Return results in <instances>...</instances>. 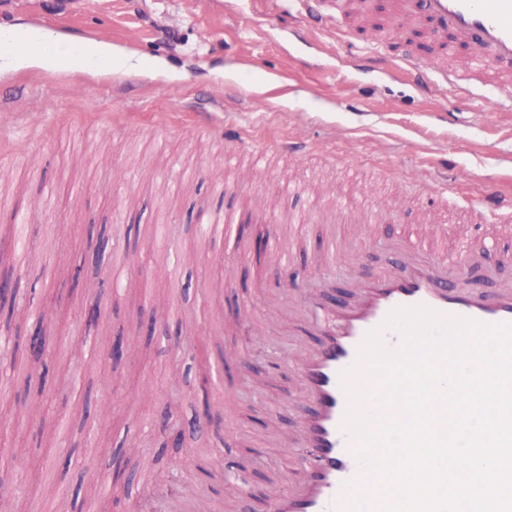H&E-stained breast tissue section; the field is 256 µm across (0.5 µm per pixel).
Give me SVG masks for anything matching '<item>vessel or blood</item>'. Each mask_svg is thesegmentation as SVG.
Here are the masks:
<instances>
[{"label": "vessel or blood", "mask_w": 512, "mask_h": 512, "mask_svg": "<svg viewBox=\"0 0 512 512\" xmlns=\"http://www.w3.org/2000/svg\"><path fill=\"white\" fill-rule=\"evenodd\" d=\"M337 15L365 19L377 9V0H333ZM402 26L422 28L440 58H447L452 45L466 46L468 68L474 79L489 76L502 92L512 91V0H392L385 28L376 30L372 46H382ZM414 75H434L435 87L455 82L446 66L431 67L417 56H408ZM485 217L481 235L465 238L448 248L447 227L420 237L385 243L392 264L369 279L358 276L355 265H340L346 245L330 241L325 259L312 287L293 294L287 311L248 304L233 315V322L254 321L257 328L277 332L285 320L297 323V335L314 336L300 346L293 363L308 405L299 431L286 436L269 430L260 445L279 446L292 453L293 479L283 493L272 494L268 512H348L341 496L344 482L357 478L360 465L355 446L344 428L348 398L341 375L354 370L364 376L366 365L358 348L364 335L383 322L396 307L427 305L438 312L489 325L512 324V280L489 293L470 285L468 270L484 253L500 245L496 218L512 217V199L490 193L477 203ZM210 240L231 238L235 226L221 213L204 218ZM349 279L357 295L355 306L336 309L326 305L322 294L336 276ZM214 482L232 504V512H250L248 484L252 468L243 460L221 456L209 459ZM211 491L189 486L165 499L166 512H215Z\"/></svg>", "instance_id": "vessel-or-blood-1"}]
</instances>
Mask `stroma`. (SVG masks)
<instances>
[{
    "mask_svg": "<svg viewBox=\"0 0 512 512\" xmlns=\"http://www.w3.org/2000/svg\"><path fill=\"white\" fill-rule=\"evenodd\" d=\"M342 25L344 37L297 0H0V33L24 38L15 53H35L46 31L74 58L102 43L129 56L110 73L95 64L0 74V226L17 211L25 218L27 278L52 318L49 375L30 399L55 408L42 432L39 415L0 390V443L19 458L8 512H105V464L121 445L137 448L129 503L148 489L205 483L198 458L221 451L256 458L251 494L262 512L290 464L277 449L228 438L271 423L292 431L305 405L294 366L252 325L216 328L254 297L308 285L327 237L349 231L343 212L390 239L477 224L467 200L512 197V96L471 86L457 56L448 60L456 84L427 92L400 63L422 39L373 49L352 19ZM296 142L305 156L288 151ZM256 145L269 150L260 164ZM179 166L195 180L173 185ZM288 178L305 193L280 194ZM429 184L447 188L446 209L424 206ZM207 210L239 221L240 247L202 244ZM248 216L288 226L286 240H265L282 262L257 260ZM149 224L175 227L177 248L161 240L144 254ZM101 237L112 248L95 262ZM85 285L105 304L95 333L82 322ZM118 334L139 338L122 360L75 362L88 346L107 352ZM231 351L249 360H229L211 404L220 421L199 425L200 374Z\"/></svg>",
    "mask_w": 512,
    "mask_h": 512,
    "instance_id": "obj_1",
    "label": "stroma"
}]
</instances>
